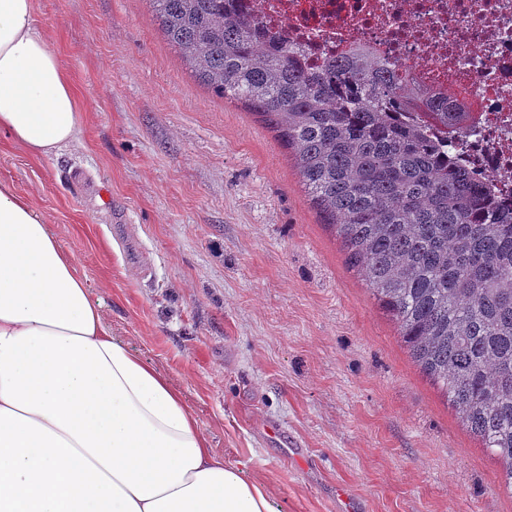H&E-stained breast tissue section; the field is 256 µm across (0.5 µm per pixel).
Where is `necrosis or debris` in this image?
Returning a JSON list of instances; mask_svg holds the SVG:
<instances>
[{
	"label": "necrosis or debris",
	"mask_w": 512,
	"mask_h": 512,
	"mask_svg": "<svg viewBox=\"0 0 512 512\" xmlns=\"http://www.w3.org/2000/svg\"><path fill=\"white\" fill-rule=\"evenodd\" d=\"M312 65L364 50L472 115L453 133L472 176L512 199V0H253Z\"/></svg>",
	"instance_id": "4bbe7bcc"
}]
</instances>
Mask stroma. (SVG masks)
<instances>
[{
	"mask_svg": "<svg viewBox=\"0 0 512 512\" xmlns=\"http://www.w3.org/2000/svg\"><path fill=\"white\" fill-rule=\"evenodd\" d=\"M82 109L0 182L51 225L114 336L181 390L276 512H512L500 466L348 267L290 151L201 85L148 0H33Z\"/></svg>",
	"mask_w": 512,
	"mask_h": 512,
	"instance_id": "stroma-1",
	"label": "stroma"
}]
</instances>
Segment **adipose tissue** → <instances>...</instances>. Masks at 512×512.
<instances>
[{"label": "adipose tissue", "instance_id": "1", "mask_svg": "<svg viewBox=\"0 0 512 512\" xmlns=\"http://www.w3.org/2000/svg\"><path fill=\"white\" fill-rule=\"evenodd\" d=\"M82 124L32 0H0V130L31 155ZM0 512H275L182 392L112 336L50 224L0 182Z\"/></svg>", "mask_w": 512, "mask_h": 512}]
</instances>
